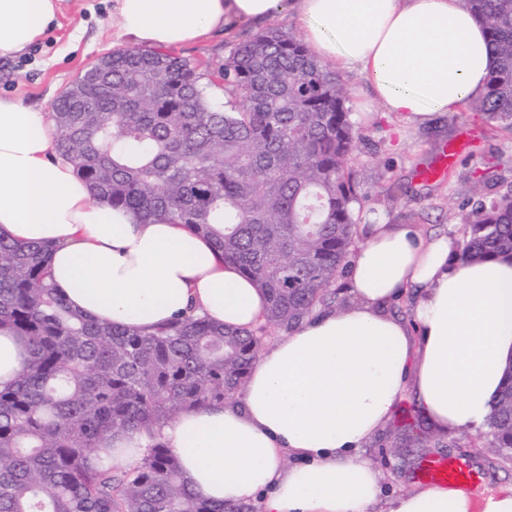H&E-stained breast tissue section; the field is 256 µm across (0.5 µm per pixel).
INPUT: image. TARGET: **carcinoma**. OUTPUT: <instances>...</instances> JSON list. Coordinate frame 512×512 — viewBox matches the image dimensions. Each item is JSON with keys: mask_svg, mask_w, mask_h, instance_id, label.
I'll return each instance as SVG.
<instances>
[{"mask_svg": "<svg viewBox=\"0 0 512 512\" xmlns=\"http://www.w3.org/2000/svg\"><path fill=\"white\" fill-rule=\"evenodd\" d=\"M496 64L467 103L512 130V0H468ZM339 74L303 39L270 27L195 63L144 48L100 57L54 104L57 146L92 199L142 221L193 227L266 295L252 329L190 310L151 333L71 309L48 281L52 246L0 234V330L29 358L0 386V512H255L184 484L162 443L134 466L112 436L149 434L244 385L269 331L340 309L337 281L367 195L347 168L360 134ZM459 258L512 259V189L481 197ZM489 448L512 460V360L493 398Z\"/></svg>", "mask_w": 512, "mask_h": 512, "instance_id": "1", "label": "carcinoma"}]
</instances>
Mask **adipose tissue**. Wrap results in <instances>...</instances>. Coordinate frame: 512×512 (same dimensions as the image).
I'll return each instance as SVG.
<instances>
[{
	"instance_id": "ef3b65f1",
	"label": "adipose tissue",
	"mask_w": 512,
	"mask_h": 512,
	"mask_svg": "<svg viewBox=\"0 0 512 512\" xmlns=\"http://www.w3.org/2000/svg\"><path fill=\"white\" fill-rule=\"evenodd\" d=\"M283 10L323 64L364 72L387 112L421 126L485 92L494 64L466 0H114L118 39L151 48L203 40ZM61 0H0V56L23 54ZM0 233L54 247L50 276L72 309L133 329L189 306L225 326L259 324L266 299L193 229L145 223L91 198L56 150L50 115L0 98ZM458 240L369 221L345 273L342 311L323 310L259 355L223 405L182 412L159 439L199 498L260 500L263 512H372L361 455L404 402L445 437L485 428L512 358V262L464 263ZM410 299V316L392 306ZM389 512H512V486L412 488Z\"/></svg>"
}]
</instances>
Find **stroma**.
I'll list each match as a JSON object with an SVG mask.
<instances>
[{"mask_svg":"<svg viewBox=\"0 0 512 512\" xmlns=\"http://www.w3.org/2000/svg\"><path fill=\"white\" fill-rule=\"evenodd\" d=\"M112 2L65 0L58 27L24 54L0 57V97L51 110L57 97L94 60L112 51ZM270 26L297 34L302 31L301 20L286 11L264 23H244L229 34L183 45L177 52L191 60L217 61L231 43ZM341 77L349 90L350 118L361 133L348 166L369 195L355 212L357 221L376 214L393 223L415 225L428 234H453L472 219L480 175H487L492 191L512 188V130L483 113L464 109L436 116L431 125L421 127L383 112L359 70L342 72ZM458 140L468 143L460 160L441 179L420 181L418 171L431 166L444 145ZM362 453L380 472L383 492L374 512H387L391 497L418 485L414 463L421 456L465 461L481 475L474 487L479 494L512 484V461L502 462L474 447L467 433L451 437L445 447L415 446L401 456L371 442Z\"/></svg>","mask_w":512,"mask_h":512,"instance_id":"obj_1","label":"stroma"}]
</instances>
